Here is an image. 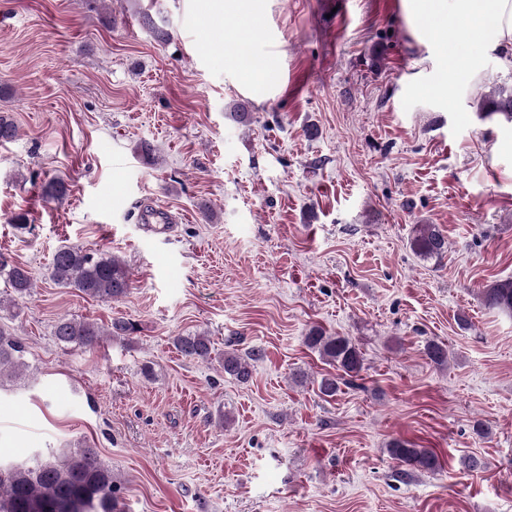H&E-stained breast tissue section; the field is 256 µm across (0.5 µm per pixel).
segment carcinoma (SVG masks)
<instances>
[{
    "mask_svg": "<svg viewBox=\"0 0 512 512\" xmlns=\"http://www.w3.org/2000/svg\"><path fill=\"white\" fill-rule=\"evenodd\" d=\"M142 23L153 30L161 41L169 39L162 17L142 13ZM485 115L502 114L512 120V93L504 92L488 98ZM410 248L424 257H440L448 250V241L436 224H418L410 238ZM0 278L13 293L23 297L34 287L28 268L15 264L0 254ZM50 278L58 286L73 288L81 294L102 302L125 296L132 285L126 265L117 257L94 252L78 245L62 246L53 255ZM485 304L493 309L512 314V279L495 281L483 290ZM134 332V324L114 319L103 327L94 321L62 317L53 327L55 340L64 347L94 348L103 337L122 338ZM174 346L182 356L206 363L212 360L213 346L208 336L195 333L177 336ZM306 347L340 371L338 376H326L320 382L323 395L333 397L339 390V381L356 376L362 368V357L346 336H332L319 326H313L304 337ZM19 340L0 330V380L5 371L25 367L20 356ZM425 355L441 365L448 361L447 348L430 341ZM236 352H225L224 373L239 382L251 377L249 358ZM387 451L402 466L433 470L436 455L427 448H418L406 440H394ZM67 504L70 512H124L112 477V468L99 458L96 449L78 448L62 458L37 459L31 464L3 467L0 465V512H57L55 507Z\"/></svg>",
    "mask_w": 512,
    "mask_h": 512,
    "instance_id": "obj_1",
    "label": "carcinoma"
}]
</instances>
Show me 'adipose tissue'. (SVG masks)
Returning <instances> with one entry per match:
<instances>
[{
    "label": "adipose tissue",
    "instance_id": "obj_1",
    "mask_svg": "<svg viewBox=\"0 0 512 512\" xmlns=\"http://www.w3.org/2000/svg\"><path fill=\"white\" fill-rule=\"evenodd\" d=\"M410 6L435 28L487 24L492 34L483 38V52L512 68V0H410Z\"/></svg>",
    "mask_w": 512,
    "mask_h": 512
}]
</instances>
